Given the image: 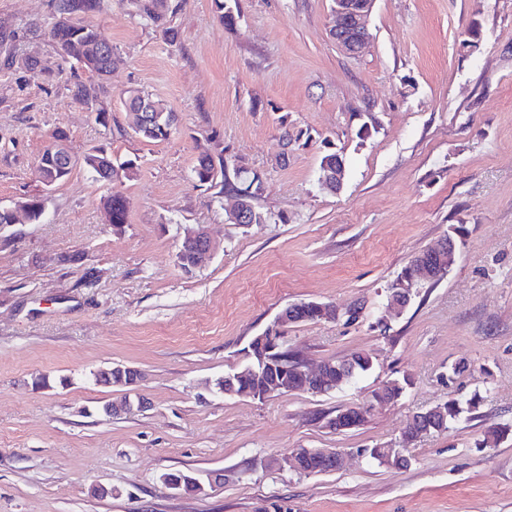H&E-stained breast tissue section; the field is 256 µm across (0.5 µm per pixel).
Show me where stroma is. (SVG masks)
Segmentation results:
<instances>
[{
    "instance_id": "35a3bbf8",
    "label": "stroma",
    "mask_w": 512,
    "mask_h": 512,
    "mask_svg": "<svg viewBox=\"0 0 512 512\" xmlns=\"http://www.w3.org/2000/svg\"><path fill=\"white\" fill-rule=\"evenodd\" d=\"M144 2L100 0L91 19L112 46L102 126L69 92L90 74L34 30L51 0H0V206L44 203L39 223L0 227V512H512V434L476 445L512 427V0H376L357 58L329 35L331 0H227L230 26L213 0H166L160 26ZM474 23L481 49L461 56ZM132 88L176 114L168 139L134 133ZM60 129L77 164L48 188L39 158ZM97 147L135 160V178L92 180ZM204 149L259 172L267 223H228L223 183L193 179ZM328 151L346 165L335 193L319 181ZM115 193L118 229L103 212ZM452 224L468 229L455 268L379 333L390 282ZM187 227L219 246L191 273L176 258ZM307 300L362 313L288 325L287 345L314 363L364 350L372 370L320 395L220 394L251 338ZM462 359L470 373L451 376ZM115 364L142 371L145 411L102 414L117 393L90 374ZM401 378L404 397L358 428L326 427ZM473 397L475 414L407 445L408 468L360 456L412 413ZM296 448L350 456L303 475L283 460ZM173 470L224 478L176 495L160 480Z\"/></svg>"
}]
</instances>
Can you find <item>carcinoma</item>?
Masks as SVG:
<instances>
[{
    "label": "carcinoma",
    "instance_id": "carcinoma-1",
    "mask_svg": "<svg viewBox=\"0 0 512 512\" xmlns=\"http://www.w3.org/2000/svg\"><path fill=\"white\" fill-rule=\"evenodd\" d=\"M100 8V0H52V13L47 22L44 35L53 44L59 55L65 61H72L97 77V81L86 83L77 80L71 84L70 93L74 100L82 105L87 103L97 104L98 112L104 111L103 102L110 96L111 89L106 81L112 69L101 56H95L93 49L100 42V37L94 25L86 21V18L96 13ZM126 105L128 110L156 114L166 112V108L151 97L141 94L139 91H127ZM136 133L149 141H162L169 134L162 130L161 125L149 122L142 123L136 129ZM51 147H46L40 158V172L42 177H56L57 182L65 180L69 172L60 168L56 159L50 156ZM85 168L97 181L108 182L121 179H131L128 171L134 167V161L125 160L117 163L112 160V155L102 148H97L88 153L84 159ZM226 161L214 160L211 155L202 151L198 154L193 166V177L199 185H207L214 182L213 171L215 168H224ZM112 206V224L118 226L126 221V208L124 199L118 194L111 196L109 200ZM336 366V386L340 387L351 382L357 375L369 371L373 366V357L366 351H357L350 357L333 361ZM444 415L440 416L435 426L443 431L461 420L462 414L476 411L479 405L477 398H472L463 407L456 400L442 402ZM507 429L491 427L478 440V447L491 448L497 446L504 438Z\"/></svg>",
    "mask_w": 512,
    "mask_h": 512
}]
</instances>
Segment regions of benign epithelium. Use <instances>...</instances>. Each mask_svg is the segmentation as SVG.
I'll return each instance as SVG.
<instances>
[{
    "instance_id": "obj_1",
    "label": "benign epithelium",
    "mask_w": 512,
    "mask_h": 512,
    "mask_svg": "<svg viewBox=\"0 0 512 512\" xmlns=\"http://www.w3.org/2000/svg\"><path fill=\"white\" fill-rule=\"evenodd\" d=\"M376 0H332V22L329 34L341 51L351 58H356L370 37L368 21L373 12ZM344 166L329 168L323 167L320 180L328 188L339 190L343 185ZM229 221L241 227L260 224L252 203L246 201V194L237 195V204L229 213ZM184 246L177 253V260L182 269L190 273L202 267L211 259L214 253L213 243L208 234L201 228L187 227L183 232ZM460 250L456 241L450 237H443L433 247L422 251L411 259L409 266L410 282L427 283L447 275ZM411 302V289L405 280L395 282L389 296L386 310L398 315L402 313ZM308 306L322 321H336L340 311L332 304L310 302ZM296 322L295 306L288 307L276 317L274 324L263 333L255 337L259 347L267 344H277L282 334V327ZM263 364L258 372L254 373L255 384L250 385L242 381V375L229 373L218 381V388L224 395H248L253 398L266 399L288 392H302L312 395L323 394L336 386V380L331 378L333 365L326 361L313 366L305 361L296 369V373H287V368L280 361L272 358H262ZM96 383L107 385L120 392L122 399L115 403L103 406V412L108 416H121L133 410L142 411L149 407V402L140 394V384L143 374L140 370L120 364L101 368L95 372ZM375 407L374 400L356 408V411H343L332 418L330 428L341 431L353 427L355 416H363ZM442 406L434 407L413 414L404 429L401 438L407 442L430 432L438 415L442 414ZM347 460V452L331 448H298L288 456L291 468L301 471L306 463L315 462L316 466L308 469L311 474H322L343 468ZM162 483L176 494H201L205 491L204 483L194 473L188 471L181 473V477L174 478L167 474L160 477Z\"/></svg>"
}]
</instances>
